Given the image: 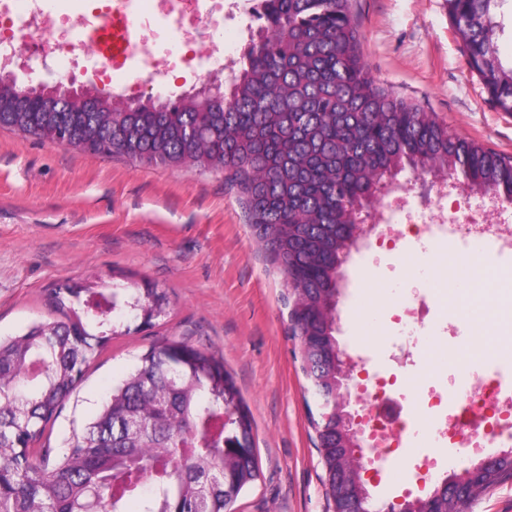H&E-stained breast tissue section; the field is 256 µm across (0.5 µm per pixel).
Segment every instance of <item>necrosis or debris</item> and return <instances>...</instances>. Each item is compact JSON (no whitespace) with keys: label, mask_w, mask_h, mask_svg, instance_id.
I'll use <instances>...</instances> for the list:
<instances>
[{"label":"necrosis or debris","mask_w":512,"mask_h":512,"mask_svg":"<svg viewBox=\"0 0 512 512\" xmlns=\"http://www.w3.org/2000/svg\"><path fill=\"white\" fill-rule=\"evenodd\" d=\"M43 0H29L24 13H17L16 0H0V19L16 17L17 24L9 35L0 34V67L14 69L26 65L36 57L52 62L54 68L69 70L71 61L63 57L61 48L71 44L81 52L85 68L95 75H104L108 65L97 55L98 43L84 32L85 15L77 14L60 19L42 5ZM153 12L173 21L171 29L179 63L186 64L196 58L197 46H204L203 56L212 75L224 74V58L228 49L223 39L214 37L211 25L224 14V0H152ZM497 201L484 205L480 217L459 224L453 215L437 210L431 219L420 224L387 222L368 225L369 236L379 243L407 244L413 239H424L436 249L439 270L465 273L462 255L448 249L449 240L470 247L475 243L496 246L512 251V224H501L495 219ZM393 317L405 335L399 336L391 354L393 363L403 366L412 357L419 338L414 331L423 326L424 314L413 295H406L394 307ZM405 383L385 376L382 371L366 375L362 382L364 395V431L369 450L366 463H378L400 447L407 430L414 422L413 415L392 420L384 412V404L402 398ZM425 404L426 412L435 418L434 431L456 448L471 449L482 454L497 442L512 443V390L503 388L499 379L491 374L480 376L464 370L448 382L423 381L413 386Z\"/></svg>","instance_id":"obj_1"}]
</instances>
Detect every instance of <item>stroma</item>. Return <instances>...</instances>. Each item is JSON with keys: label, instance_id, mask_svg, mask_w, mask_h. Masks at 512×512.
I'll return each mask as SVG.
<instances>
[{"label": "stroma", "instance_id": "stroma-1", "mask_svg": "<svg viewBox=\"0 0 512 512\" xmlns=\"http://www.w3.org/2000/svg\"><path fill=\"white\" fill-rule=\"evenodd\" d=\"M258 5L236 0L225 13L227 68L243 62L249 38L242 29L255 23ZM350 10L364 60L381 86L434 113L449 132L512 156V112L489 101L446 0H351ZM151 71L150 93L123 69L93 81L79 70L46 73L35 61L16 77L32 86L72 80L142 101L152 94L174 99L209 79L201 61L174 72L161 52ZM435 262L432 249L419 244L408 259L373 244L351 252L337 304L341 348L361 346L373 367L395 374L386 360L396 334L392 309L414 289L426 296L428 328L405 374L418 381L455 375L459 354L480 330L472 312L457 309L453 335L434 340L429 325L443 316ZM73 282L115 290L148 285L166 293L169 308L148 328L135 316L121 319L122 334L88 367L54 424L50 447L82 428L151 347L182 340L223 359L250 411L259 477L233 512H333L311 424L317 397L301 370L286 290L223 173L141 165L0 127V336L46 318L48 291ZM427 456L436 461L428 470L422 467ZM477 463L461 449L446 453L430 441L403 447L380 471L362 477L384 506L426 496Z\"/></svg>", "mask_w": 512, "mask_h": 512}]
</instances>
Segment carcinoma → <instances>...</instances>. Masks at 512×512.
<instances>
[{"instance_id":"cac0c4a2","label":"carcinoma","mask_w":512,"mask_h":512,"mask_svg":"<svg viewBox=\"0 0 512 512\" xmlns=\"http://www.w3.org/2000/svg\"><path fill=\"white\" fill-rule=\"evenodd\" d=\"M498 0H446L462 22L470 68L512 112V63L495 41ZM266 28L234 77L176 100L99 96L87 112H14L21 90L0 80V126L39 136L66 127L73 148L140 164L204 167L243 196L253 236L282 274L303 371L333 370L324 308L347 252L344 240L384 188L380 175L435 171L490 184L512 203V159L452 135L433 113L380 87L362 62L349 0H261ZM51 317L0 336V512H229L259 475L248 408L214 354L183 341L153 347L64 446L51 433L85 368L126 310L143 323L166 315L155 288L120 293L74 284L47 295Z\"/></svg>"}]
</instances>
